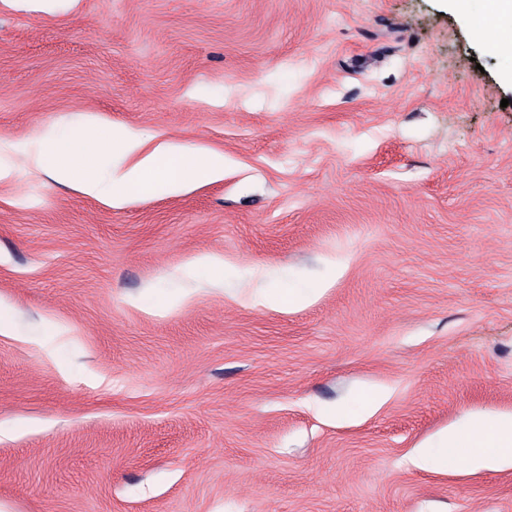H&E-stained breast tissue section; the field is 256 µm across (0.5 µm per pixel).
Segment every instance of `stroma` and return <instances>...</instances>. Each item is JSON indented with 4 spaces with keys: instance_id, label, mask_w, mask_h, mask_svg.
Here are the masks:
<instances>
[{
    "instance_id": "stroma-1",
    "label": "stroma",
    "mask_w": 512,
    "mask_h": 512,
    "mask_svg": "<svg viewBox=\"0 0 512 512\" xmlns=\"http://www.w3.org/2000/svg\"><path fill=\"white\" fill-rule=\"evenodd\" d=\"M511 70L446 0H0V512H512L409 461L512 411ZM85 118L224 178L107 206L20 149Z\"/></svg>"
}]
</instances>
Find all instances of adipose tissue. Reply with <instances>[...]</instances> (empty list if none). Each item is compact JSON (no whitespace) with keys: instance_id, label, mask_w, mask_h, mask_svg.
Segmentation results:
<instances>
[{"instance_id":"ef3b65f1","label":"adipose tissue","mask_w":512,"mask_h":512,"mask_svg":"<svg viewBox=\"0 0 512 512\" xmlns=\"http://www.w3.org/2000/svg\"><path fill=\"white\" fill-rule=\"evenodd\" d=\"M481 7L484 32L511 53L512 0H481ZM34 159L55 182L110 205L133 194L178 192L224 176L223 153L153 144L129 129L106 130L90 121L44 139ZM460 458L475 470L511 467L512 413H471L417 445L411 462L420 469H444Z\"/></svg>"}]
</instances>
